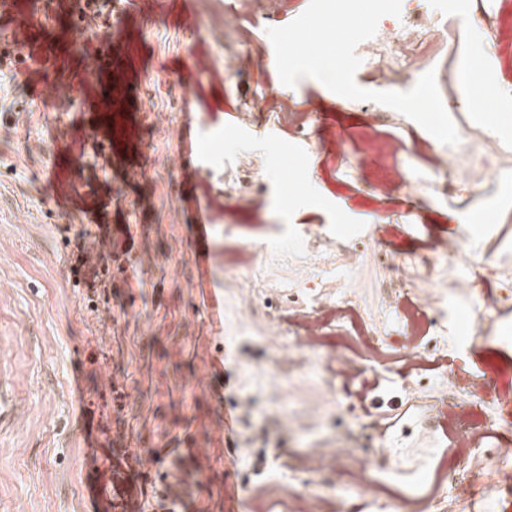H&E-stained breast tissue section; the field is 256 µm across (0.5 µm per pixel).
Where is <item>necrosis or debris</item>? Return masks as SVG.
<instances>
[{"label": "necrosis or debris", "mask_w": 512, "mask_h": 512, "mask_svg": "<svg viewBox=\"0 0 512 512\" xmlns=\"http://www.w3.org/2000/svg\"><path fill=\"white\" fill-rule=\"evenodd\" d=\"M468 8V0H445L442 10H434L431 0H402L400 17H382L377 32L371 39L357 47L360 60L369 82L377 85L407 82L414 73L434 71L442 88L457 89L463 82L465 66L462 61L443 57L441 48L448 42V19L460 16ZM286 11L284 0H234L226 13L243 32L264 26L274 27ZM254 60L252 52H238L225 61L240 85L246 91L240 98L244 112H272L277 107L289 110L288 126L293 134L307 136L314 124L309 112L291 111V102L279 97L275 89L257 93L248 91L247 85ZM459 141L451 146L429 147L430 168L423 186L411 185L402 172L391 167L388 145L368 139L363 150L364 161L385 170L382 190L394 188L411 195L423 192L445 196L451 193L458 170H466L470 185L481 189L485 176L497 181L512 178V145L505 143L494 133L473 127L466 121L456 124ZM512 243L507 232H500L494 249L488 250L482 264L483 273L475 280L462 279L461 287L479 294L482 300L481 317H489L512 306V274L498 267L495 259L498 247Z\"/></svg>", "instance_id": "necrosis-or-debris-1"}]
</instances>
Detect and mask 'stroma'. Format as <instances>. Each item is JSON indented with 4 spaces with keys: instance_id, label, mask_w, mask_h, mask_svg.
<instances>
[{
    "instance_id": "35a3bbf8",
    "label": "stroma",
    "mask_w": 512,
    "mask_h": 512,
    "mask_svg": "<svg viewBox=\"0 0 512 512\" xmlns=\"http://www.w3.org/2000/svg\"><path fill=\"white\" fill-rule=\"evenodd\" d=\"M230 0H104L109 43L71 27L69 0H14L0 10V47L19 37L26 60L0 74V512H88L83 434L114 433L115 446L167 474L198 512H336L343 492L355 512H450L445 479L455 445L431 404L449 383L470 387L494 372L512 396V310L482 321L492 339L470 337L475 295L453 292L472 276L502 213L495 179L481 194L465 181L448 196L418 203L405 192L376 193V172L360 162L359 139L374 130L396 145L407 177L422 178L421 150L433 137L413 120L373 121L348 98L306 78L282 93L321 120L316 147L289 134L273 112L238 110L223 59ZM66 32L80 52L48 60L35 30ZM111 46L120 63L99 85L84 70ZM74 86L68 102L52 84ZM512 67L481 72L493 111L475 112L467 86L442 93L451 118L494 128L512 140ZM83 128L96 138L79 137ZM220 132L200 172L184 156ZM257 171L256 205L226 206L224 182ZM198 183L215 262L200 287L182 192ZM128 225L133 246L111 287L75 285L71 267L83 234ZM458 238L465 251L424 280L432 238ZM295 282L291 292L278 282ZM443 300L423 314L411 368L399 342L409 336L399 304L422 288ZM223 299L219 316L210 294ZM253 305H246V295ZM350 310L327 315V299ZM314 325L315 355L288 350ZM381 345L369 358L362 337ZM343 349L360 371L326 370ZM225 365L232 386L213 372ZM240 416L238 444L226 446L224 414ZM349 447L329 468L303 459L316 448Z\"/></svg>"
}]
</instances>
